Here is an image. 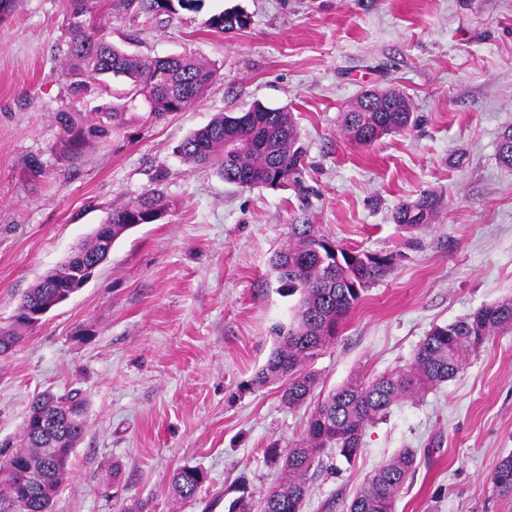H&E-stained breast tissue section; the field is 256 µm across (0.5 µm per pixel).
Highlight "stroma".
<instances>
[{"label":"stroma","mask_w":512,"mask_h":512,"mask_svg":"<svg viewBox=\"0 0 512 512\" xmlns=\"http://www.w3.org/2000/svg\"><path fill=\"white\" fill-rule=\"evenodd\" d=\"M239 6L249 26L208 19ZM110 41L142 57L194 54L216 81L192 109L154 123L131 112L77 164L60 160L53 115L73 102L61 76L67 0H18L0 23V327L22 296L112 210L158 187L165 218L126 231L86 285L0 356V452L20 443L32 399L81 390L87 430L52 512H227L246 486L260 500L279 479L271 440L304 430L318 399L352 374L407 364L436 325L512 299V169L497 156L512 127V0H201L132 25L101 9ZM398 88L417 124L362 147L343 134L362 91ZM285 107L307 150L305 183L272 190L224 183L177 154L219 112ZM43 173L31 178L28 164ZM443 196L418 247L393 221L422 191ZM307 222L347 248L393 253L333 344L307 365L318 384L300 407L276 386L248 388L289 321L270 269L288 227ZM419 466L395 512H512L489 475L512 455V332L492 336L455 378L394 405L352 461L325 456L304 512H342L400 449ZM203 470L194 497L178 468ZM205 479L206 474L202 470L196 467H182L173 474L171 490L174 495L189 499L195 496Z\"/></svg>","instance_id":"stroma-1"}]
</instances>
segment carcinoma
<instances>
[{
	"label": "carcinoma",
	"mask_w": 512,
	"mask_h": 512,
	"mask_svg": "<svg viewBox=\"0 0 512 512\" xmlns=\"http://www.w3.org/2000/svg\"><path fill=\"white\" fill-rule=\"evenodd\" d=\"M199 0H109L113 16L133 24L176 8L198 9ZM70 21L61 76L70 94L91 93V82L120 79L125 88L118 104L101 108L92 120L73 108L53 116L60 129L59 154L72 163L94 144L124 125L135 100L147 90L152 105L147 120L159 121L201 100L215 70L187 55L165 58L135 57L113 44L95 20L101 0H68ZM208 25L226 33L242 31L250 17L229 8L209 18ZM415 122L410 98L390 88L382 95L363 93L342 113L345 136L359 145L403 131ZM183 160L193 166L213 167L224 182L240 187L277 189L291 184L298 194L308 192L304 181L305 150L298 123L285 108L254 102L238 112L216 114L178 146ZM498 160L512 167V130L499 138ZM443 198L423 192L398 204L394 222L410 232L434 223ZM167 213V202L156 187L145 190L126 206L112 211L90 240L79 246L57 268L43 276L21 299L27 310L55 304L62 286L101 261L118 237L140 224H153ZM392 253L347 249L317 233L312 224L289 225L288 244L276 252L271 270L283 297H294V315L271 329L275 343L265 364L249 381L251 387L279 384L282 403L293 408L306 402L317 376L304 366L332 344L340 323L357 306L366 288L393 267ZM30 325L13 317L0 329V356L18 343ZM512 331V300L481 307L475 313L445 325H436L423 338L412 360L372 380L354 374L332 390L312 413L305 430L287 446L272 440L264 448L265 463L279 468L282 481L259 502L258 512H303L310 479L322 466L323 455L352 459L362 448L366 428L385 417L404 397L423 393L453 379L469 354L490 337ZM86 430V400L78 390L43 394L29 409L22 445L0 461V512H51L56 491L67 480L70 459ZM417 469V454L399 452L376 468L344 505V512H395V503ZM206 479L196 467L177 469L171 490L182 499L195 496ZM490 482L503 497H512V456L501 460Z\"/></svg>",
	"instance_id": "carcinoma-1"
}]
</instances>
